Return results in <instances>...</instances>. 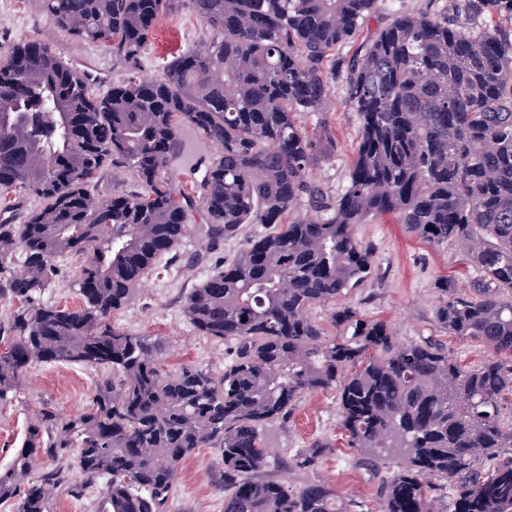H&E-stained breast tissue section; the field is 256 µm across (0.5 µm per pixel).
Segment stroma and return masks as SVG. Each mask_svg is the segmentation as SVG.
Listing matches in <instances>:
<instances>
[{
  "instance_id": "1",
  "label": "stroma",
  "mask_w": 512,
  "mask_h": 512,
  "mask_svg": "<svg viewBox=\"0 0 512 512\" xmlns=\"http://www.w3.org/2000/svg\"><path fill=\"white\" fill-rule=\"evenodd\" d=\"M452 4L453 0H378L376 12L361 25V35L372 36L394 14L427 11L447 15ZM205 34L192 8L174 5L161 19L149 50L137 62L127 64L116 60L110 48L80 42L56 29L29 0H0L1 46L24 40L47 42L64 62L84 72L101 94L133 72L144 78L159 75L174 55ZM298 120L307 133L327 131L325 155L312 167L310 176L331 192H341L348 183L360 131L343 80H331L327 111L302 113ZM205 222L202 210L189 213L190 231L180 241L176 257H161L138 296L113 315L114 325L160 340L164 345L160 363L171 372L188 365L223 372L230 360L228 345L200 335L184 315L183 300L216 266L232 258L249 240L269 231L262 224H246L237 237L212 247L201 233ZM357 234L374 249L373 271L363 285L341 297V304L357 306L368 319L387 323L402 341L435 336L463 364L481 363L487 356L482 345L448 336L435 321L442 299L439 282L448 278L466 289L476 276L455 248L430 245L408 234L391 217L360 225ZM95 383L96 375L89 368L61 364L31 367L17 400L0 408V468L12 462L35 410L47 406L64 418L76 415L90 402ZM263 433L270 456L262 477L293 486L316 478L332 484L342 499L373 505L378 483L361 469L357 452L344 440L335 391L307 393L290 418L265 426ZM317 440L327 444L317 469L295 468L297 455ZM220 457V449L203 448L179 466L168 512H224Z\"/></svg>"
}]
</instances>
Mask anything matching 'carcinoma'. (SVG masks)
Masks as SVG:
<instances>
[{
  "label": "carcinoma",
  "instance_id": "obj_1",
  "mask_svg": "<svg viewBox=\"0 0 512 512\" xmlns=\"http://www.w3.org/2000/svg\"><path fill=\"white\" fill-rule=\"evenodd\" d=\"M77 40L130 62L178 0H32ZM207 29L153 78L95 92L88 77L38 41L0 52V214L12 193L41 206L0 221V406L28 369L62 364L101 374L72 418L41 408L9 468L0 503L51 512L98 478L95 512H167L178 466L221 449L224 512H365L320 480L258 479L262 428L303 395L336 390L340 428L381 475L377 512H512V0H463L455 18L400 13L350 58L377 0H186ZM344 78L360 119L349 180L334 195L308 178L323 141L297 122L322 110L325 65ZM210 145L202 180L175 186L165 169ZM131 188L101 196L108 167ZM298 201L317 217L286 221ZM212 243L245 224L253 239L185 296L200 334L232 346L224 373L160 367L162 347L112 324L158 259L187 233L195 207ZM391 216L407 233L452 245L477 271L470 291L446 279L438 326L489 355L463 365L441 341L403 342L382 321L336 300L371 273L356 229ZM80 260L76 308L39 301L58 260ZM331 306L335 333L313 321ZM76 449L84 482L67 480ZM323 444L296 458L315 468ZM53 469L24 482L37 463ZM452 490L445 505L446 490Z\"/></svg>",
  "mask_w": 512,
  "mask_h": 512
}]
</instances>
